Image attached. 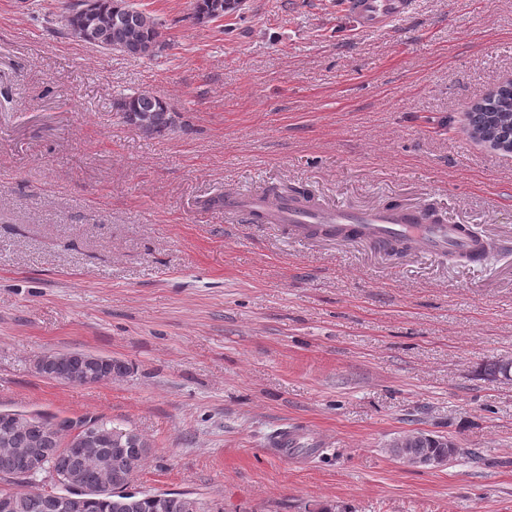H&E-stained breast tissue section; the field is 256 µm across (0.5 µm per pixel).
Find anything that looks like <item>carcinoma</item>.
<instances>
[{"mask_svg":"<svg viewBox=\"0 0 512 512\" xmlns=\"http://www.w3.org/2000/svg\"><path fill=\"white\" fill-rule=\"evenodd\" d=\"M114 0H97L98 22L101 26L100 50H116L133 57H155L164 51L161 23L153 15L124 4V11L116 13ZM83 14L77 9H66L56 21V33L70 37L71 31L80 26ZM115 107L120 118L136 126L147 136L162 135L177 128L176 113L158 95L142 90L117 99ZM487 113L482 126L473 132H485L490 114L512 113V83L502 85L482 104L475 106ZM54 359V373L48 378L64 382L70 375L84 371L92 354L84 351H57L50 353ZM95 382L112 381L130 372L128 361L97 356ZM73 419L42 413L22 414L17 421L7 423L0 417V496L12 499L11 512H49L47 503L57 493H73L72 486L82 488L81 507L76 512H210L200 499L184 492L134 493L127 490L133 476L152 453L151 443L134 429L104 417L96 418L102 456L122 453L117 467L112 469V487L101 486L98 458L86 456L66 441L65 432ZM440 437L424 432L410 434L409 447L402 449L407 455L423 460L445 457L448 449L438 447ZM30 448L50 449L42 484L32 490H15L12 477L19 470L20 458Z\"/></svg>","mask_w":512,"mask_h":512,"instance_id":"carcinoma-1","label":"carcinoma"}]
</instances>
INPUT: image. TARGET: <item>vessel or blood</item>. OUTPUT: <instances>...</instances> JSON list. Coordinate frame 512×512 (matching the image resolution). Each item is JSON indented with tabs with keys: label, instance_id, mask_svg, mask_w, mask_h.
<instances>
[{
	"label": "vessel or blood",
	"instance_id": "vessel-or-blood-1",
	"mask_svg": "<svg viewBox=\"0 0 512 512\" xmlns=\"http://www.w3.org/2000/svg\"><path fill=\"white\" fill-rule=\"evenodd\" d=\"M347 11L365 29L385 27L411 8L410 0H347ZM227 214H260L262 223L289 225L294 237L345 240L355 237L378 246L407 237L432 251L475 252L479 243L457 232L452 225L430 221L422 208L327 212L313 201L288 194L269 199L259 195L229 193L224 197Z\"/></svg>",
	"mask_w": 512,
	"mask_h": 512
}]
</instances>
